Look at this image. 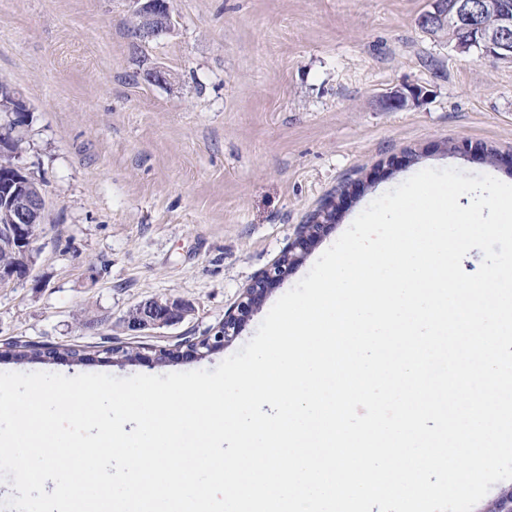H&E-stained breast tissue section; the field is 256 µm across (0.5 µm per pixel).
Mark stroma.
I'll return each mask as SVG.
<instances>
[{
    "instance_id": "obj_1",
    "label": "stroma",
    "mask_w": 512,
    "mask_h": 512,
    "mask_svg": "<svg viewBox=\"0 0 512 512\" xmlns=\"http://www.w3.org/2000/svg\"><path fill=\"white\" fill-rule=\"evenodd\" d=\"M430 0H169L144 42L130 0H0V84L27 102L18 162L42 188L31 275L0 288V345L174 347L218 326L328 198L338 218L223 350L144 362L17 364L0 372L211 370L371 202L427 168L512 184V63L423 33ZM166 69L165 84L146 79ZM400 87L419 100L390 109ZM361 184L356 194L343 187ZM156 297L194 311L151 336L124 315Z\"/></svg>"
}]
</instances>
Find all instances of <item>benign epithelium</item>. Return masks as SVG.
<instances>
[{
    "label": "benign epithelium",
    "instance_id": "obj_1",
    "mask_svg": "<svg viewBox=\"0 0 512 512\" xmlns=\"http://www.w3.org/2000/svg\"><path fill=\"white\" fill-rule=\"evenodd\" d=\"M133 15L139 20L137 34L143 41H152L171 31L172 18L168 0H131ZM419 24L431 36L450 26H465L477 30L481 43L496 48V57L512 61V14L501 0H432L431 7L420 18ZM18 112L0 127V147L13 140V132L27 121L29 108L19 95ZM0 207L8 214L3 237L13 254V263L0 264V285L25 279L33 259V241L44 224L46 201L43 193L34 187L33 180L15 163H0ZM338 207L328 202L315 218L299 226L294 238L279 258L264 270L245 290L233 310L224 315V322L203 341L187 340L180 347L187 354L204 357L202 349L211 354L224 348L239 334L243 323L262 305L268 292L283 282L301 264L308 251L324 235L336 219ZM192 307L177 299L153 298L138 304L123 319V325L136 336L156 331L183 321Z\"/></svg>",
    "mask_w": 512,
    "mask_h": 512
}]
</instances>
